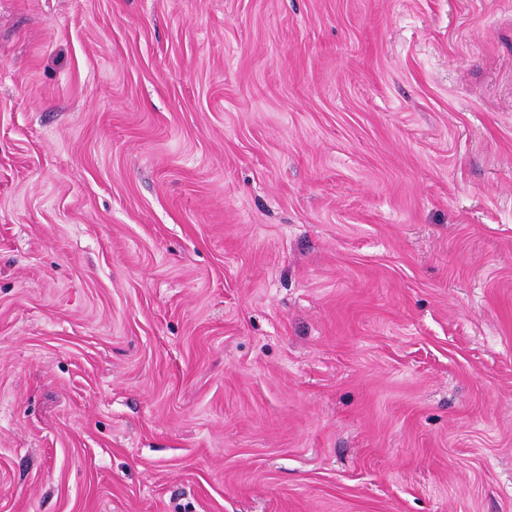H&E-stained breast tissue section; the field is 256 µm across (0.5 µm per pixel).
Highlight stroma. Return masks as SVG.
Here are the masks:
<instances>
[{"instance_id":"stroma-1","label":"stroma","mask_w":512,"mask_h":512,"mask_svg":"<svg viewBox=\"0 0 512 512\" xmlns=\"http://www.w3.org/2000/svg\"><path fill=\"white\" fill-rule=\"evenodd\" d=\"M0 512H512V0H0Z\"/></svg>"}]
</instances>
